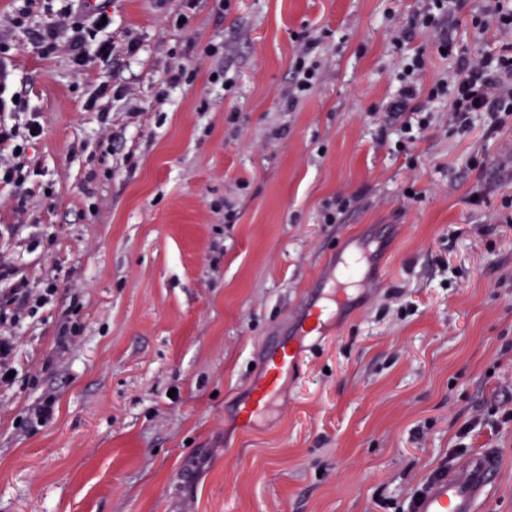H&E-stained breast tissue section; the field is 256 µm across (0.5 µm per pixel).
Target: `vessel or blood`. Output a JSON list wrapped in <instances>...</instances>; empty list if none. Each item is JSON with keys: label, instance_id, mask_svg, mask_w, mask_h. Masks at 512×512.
<instances>
[{"label": "vessel or blood", "instance_id": "1", "mask_svg": "<svg viewBox=\"0 0 512 512\" xmlns=\"http://www.w3.org/2000/svg\"><path fill=\"white\" fill-rule=\"evenodd\" d=\"M368 266L366 250L345 252L335 267L329 288L318 290L310 299L292 336L274 341L263 374L252 385L250 400L238 410L242 427H250L255 418L278 398L284 375L299 363L308 342L327 332L336 319V308L344 306L351 298L349 284ZM498 477L495 453L488 449L478 452L463 468L430 483L415 500L412 512H484Z\"/></svg>", "mask_w": 512, "mask_h": 512}]
</instances>
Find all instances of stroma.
Segmentation results:
<instances>
[{"label":"stroma","mask_w":512,"mask_h":512,"mask_svg":"<svg viewBox=\"0 0 512 512\" xmlns=\"http://www.w3.org/2000/svg\"><path fill=\"white\" fill-rule=\"evenodd\" d=\"M422 5L198 0L179 28L181 0H106L109 37L141 50L77 75L33 47L55 13L13 28L0 0V86L44 125L41 176L0 189V261L57 289L0 390V512H408L432 472L484 448L488 512H512V119L492 134L476 112L457 133L442 101L398 150L392 36ZM305 34L320 81L293 101ZM173 61L186 73L164 98ZM129 76L140 112L102 99L100 142L85 102ZM360 244L377 252L365 284L241 428L269 341Z\"/></svg>","instance_id":"1"}]
</instances>
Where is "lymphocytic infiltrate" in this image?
<instances>
[{
	"mask_svg": "<svg viewBox=\"0 0 512 512\" xmlns=\"http://www.w3.org/2000/svg\"><path fill=\"white\" fill-rule=\"evenodd\" d=\"M467 0H425L419 14L420 24L438 30L447 20L462 18L474 34H484L488 23H495L506 41L493 54L472 56L466 51L454 50L452 42L438 46L440 54L448 57L453 66L452 78L440 77L429 87H422L420 76L426 69V53L417 50L401 62L398 96L390 106L393 115L413 112L416 124L401 126L399 150H407L421 131L432 123V102L448 99L450 124L464 128L472 112L494 114L496 124H504L512 115V0H486L483 12L467 13ZM59 20L39 31L34 40L36 51L43 55L64 52L68 55L75 73H82L90 62L91 50L103 51L105 57L116 54L135 57L139 52L136 40L129 39L115 44L107 38V25L102 24V11L89 12L84 0H62L58 10ZM320 39H303L293 65V91L306 94L319 82V64L316 57ZM13 109L25 113L24 122L5 126L0 124V186L23 188L37 173L27 156V151L43 135L37 113L28 109V102L20 95H0V111ZM17 269L9 263H0V307L9 306L10 315L0 318V386L12 385V374L17 370L14 355L13 333L28 317L47 306L55 295L54 286L40 290L24 287L16 280Z\"/></svg>",
	"mask_w": 512,
	"mask_h": 512,
	"instance_id": "obj_1",
	"label": "lymphocytic infiltrate"
}]
</instances>
